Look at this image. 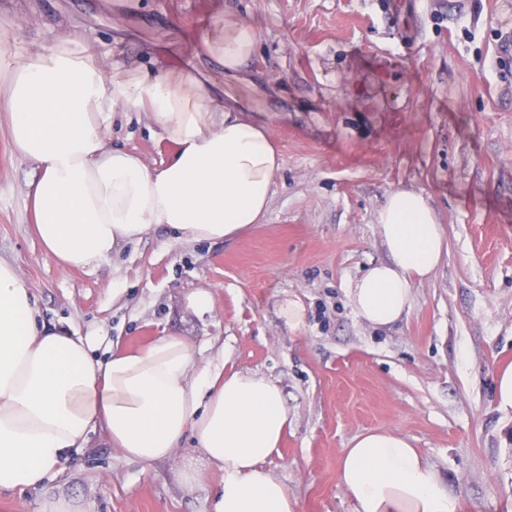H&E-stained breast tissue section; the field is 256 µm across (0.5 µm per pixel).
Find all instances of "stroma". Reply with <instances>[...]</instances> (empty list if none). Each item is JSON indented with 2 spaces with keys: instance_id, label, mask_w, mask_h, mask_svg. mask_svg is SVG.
I'll use <instances>...</instances> for the list:
<instances>
[{
  "instance_id": "1",
  "label": "stroma",
  "mask_w": 512,
  "mask_h": 512,
  "mask_svg": "<svg viewBox=\"0 0 512 512\" xmlns=\"http://www.w3.org/2000/svg\"><path fill=\"white\" fill-rule=\"evenodd\" d=\"M260 47L237 75L209 60L205 32L225 11ZM77 39L105 72L192 70L264 122L283 158L270 208L217 242L158 230L109 262L62 271L27 208L35 164L0 122V259L36 294L46 323L113 344L184 337L201 361L275 381L290 425L266 467L300 512H352L338 482L343 448L389 430L418 448L459 512H512V412L495 394L512 365V0H0V51ZM106 138L148 167L176 151L145 112L118 111ZM421 192L448 256L415 283L399 323L375 328L350 301L386 257L387 195ZM211 296L205 310L187 294ZM299 300L288 329L279 304ZM196 463L201 481L178 471ZM223 472L184 439L174 462L121 459L105 436L46 486L0 494V512H211ZM279 316L292 329H300L306 320L305 308L297 300L282 301L279 305Z\"/></svg>"
}]
</instances>
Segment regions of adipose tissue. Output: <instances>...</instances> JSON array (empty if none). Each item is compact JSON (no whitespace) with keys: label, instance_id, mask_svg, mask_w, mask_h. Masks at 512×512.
Here are the masks:
<instances>
[{"label":"adipose tissue","instance_id":"adipose-tissue-1","mask_svg":"<svg viewBox=\"0 0 512 512\" xmlns=\"http://www.w3.org/2000/svg\"><path fill=\"white\" fill-rule=\"evenodd\" d=\"M203 41L232 73L259 36L228 11ZM118 109L149 113L176 145L173 158L151 168L110 147ZM0 112L14 150L39 170L27 191L35 233L66 271L109 261L158 229L179 240L234 237L266 214L283 164L267 127L221 105L198 75L108 77L75 40L1 52ZM378 224L388 259L368 268L350 299L362 319L386 327L403 318L414 283L430 277L447 248L419 192H391ZM100 341L41 324L33 289L0 260V493L40 488L100 430L122 459L143 463L174 460L192 438L224 473L212 512H299L266 467L288 429L277 383L199 364L180 336L102 358ZM338 476L353 512H458V498L393 431L358 435L339 456Z\"/></svg>","mask_w":512,"mask_h":512}]
</instances>
